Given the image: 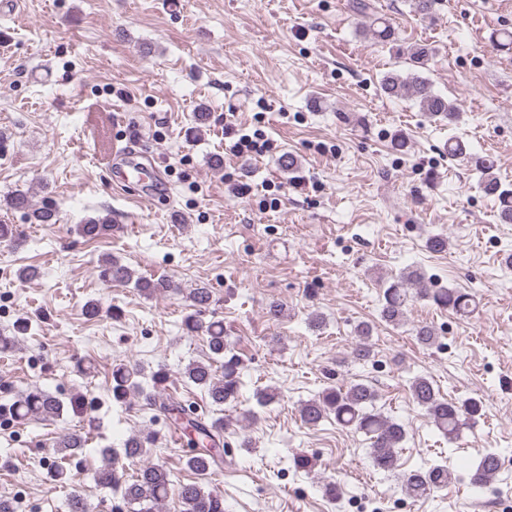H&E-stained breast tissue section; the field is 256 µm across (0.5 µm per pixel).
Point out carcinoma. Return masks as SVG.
<instances>
[{
    "mask_svg": "<svg viewBox=\"0 0 512 512\" xmlns=\"http://www.w3.org/2000/svg\"><path fill=\"white\" fill-rule=\"evenodd\" d=\"M368 32L378 42L393 45L397 43L394 29L377 17L371 20ZM408 55L416 70L405 76L392 72L384 75L381 79L383 91L391 97L405 96L414 100L420 111L428 114L431 119H446L448 123H454L458 113L457 103L435 92L429 79L419 72V68L428 61L431 49L419 45L409 49ZM489 169V163L481 164L480 187L483 192L497 197L502 220L512 223V189L503 187L489 174ZM110 229L112 224L107 216L91 218L80 225L81 235L89 240L99 238ZM101 276L111 283L132 282L139 291L148 295L170 287L165 280L154 281L135 276L134 270L115 258L103 261ZM423 282L424 274L414 269L402 273L391 282L381 284L382 318L389 323H400L405 317L409 302L415 297L464 316L476 310V302L471 294L455 288H424ZM183 326L192 335H205L212 354V360L208 362L188 364L184 369V377L204 389L213 406L221 408L236 400L243 386L240 360L224 340V326L218 322L207 324L196 315L185 317ZM371 334L369 324L359 325L357 340L350 350L352 359L360 361L371 356ZM413 334L417 342L426 347L434 345L437 340L433 327L425 323L414 325ZM165 380V374L156 372L147 383L143 381L141 368L118 363L112 367V399L124 401L133 393L144 394L158 404L162 412L169 414L173 424L181 432L192 428L196 436L187 437V443L194 449V453L188 458L187 466L197 475L204 476L224 464V418L206 420L189 414L180 402L168 399L160 392L159 386ZM410 392L416 404L426 410L437 431L450 441L458 439L465 427L476 423L482 416V400L473 397L460 401L448 400L435 390L432 382L425 376H417L411 381ZM377 400L378 394L373 386L351 381L344 387L325 388L316 398L301 405L299 415L309 427H315L323 420L332 418L342 427L364 433L370 440L373 465L379 470L392 471L397 467L398 449L406 438V429L403 424L378 410ZM63 409L62 401L38 388L0 404V414L4 413L11 420L22 423L34 417L58 416ZM148 442L149 438L141 435L128 437L124 442V456L139 459L147 455ZM102 456L103 465L98 472V480L104 485L115 486L118 478L114 458L108 450L103 451ZM500 469V456L494 451H487L471 470L474 474L472 484L482 486L488 483ZM401 479L408 494L422 497L435 489L447 487L454 479V472L445 465H436L427 470L404 471ZM172 486L170 473L164 467L143 464L124 483L121 491L126 503L140 506L137 512H155L172 492ZM177 494L186 506V512H224V499L213 490H205L202 483H182L178 485Z\"/></svg>",
    "mask_w": 512,
    "mask_h": 512,
    "instance_id": "obj_1",
    "label": "carcinoma"
}]
</instances>
